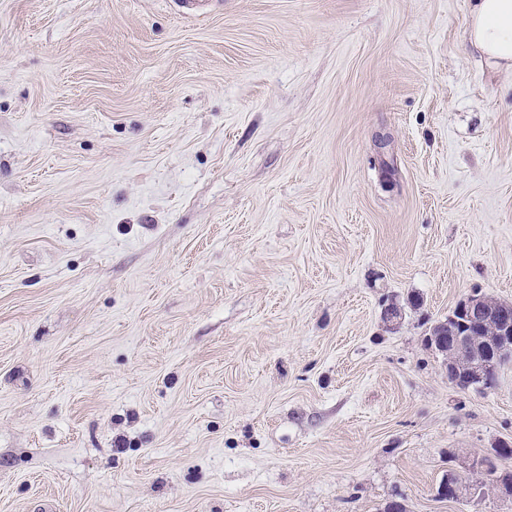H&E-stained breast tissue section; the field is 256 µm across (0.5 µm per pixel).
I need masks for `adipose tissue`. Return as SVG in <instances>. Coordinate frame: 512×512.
Returning a JSON list of instances; mask_svg holds the SVG:
<instances>
[{
	"label": "adipose tissue",
	"mask_w": 512,
	"mask_h": 512,
	"mask_svg": "<svg viewBox=\"0 0 512 512\" xmlns=\"http://www.w3.org/2000/svg\"><path fill=\"white\" fill-rule=\"evenodd\" d=\"M466 39L496 68L512 72V0H472Z\"/></svg>",
	"instance_id": "obj_1"
}]
</instances>
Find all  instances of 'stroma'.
Returning a JSON list of instances; mask_svg holds the SVG:
<instances>
[{
  "label": "stroma",
  "instance_id": "stroma-1",
  "mask_svg": "<svg viewBox=\"0 0 512 512\" xmlns=\"http://www.w3.org/2000/svg\"><path fill=\"white\" fill-rule=\"evenodd\" d=\"M470 6L0 0V512H512L425 341L512 302Z\"/></svg>",
  "mask_w": 512,
  "mask_h": 512
}]
</instances>
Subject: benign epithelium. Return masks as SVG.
Returning <instances> with one entry per match:
<instances>
[{
    "mask_svg": "<svg viewBox=\"0 0 512 512\" xmlns=\"http://www.w3.org/2000/svg\"><path fill=\"white\" fill-rule=\"evenodd\" d=\"M455 323L436 325L432 348L446 357L448 381L461 389L493 381L500 367L512 358V304L475 292L458 301L449 315ZM462 485L453 471L437 489V496L455 499Z\"/></svg>",
    "mask_w": 512,
    "mask_h": 512,
    "instance_id": "1",
    "label": "benign epithelium"
}]
</instances>
